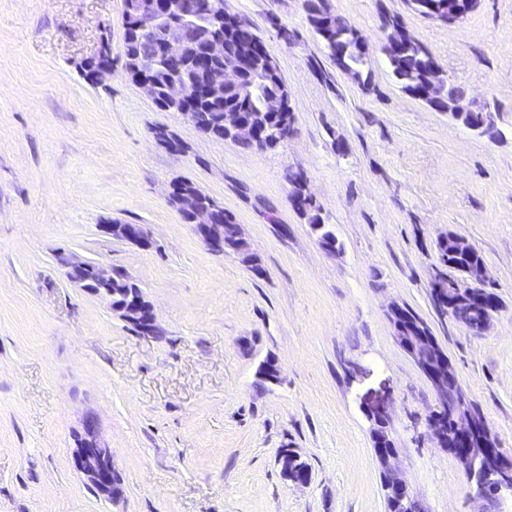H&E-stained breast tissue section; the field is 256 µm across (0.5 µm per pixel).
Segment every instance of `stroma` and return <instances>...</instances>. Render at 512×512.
Returning <instances> with one entry per match:
<instances>
[{
    "label": "stroma",
    "instance_id": "stroma-1",
    "mask_svg": "<svg viewBox=\"0 0 512 512\" xmlns=\"http://www.w3.org/2000/svg\"><path fill=\"white\" fill-rule=\"evenodd\" d=\"M326 4L368 41L369 85L337 68L304 0H225L274 56L295 115L287 141L246 150L160 110L126 74L124 0H0V512H386L368 421L383 406L425 512H478L461 464L429 436L433 390L388 308L431 326L512 450V0H481L454 23L406 0ZM388 15L467 103H494L496 137L401 89ZM104 44L112 73L95 84L82 63ZM159 127L183 151L158 144ZM292 169L336 251L293 208ZM178 180L234 214L262 274L207 250L168 197ZM109 220L142 225L150 248L102 234ZM451 231L481 253L499 297L481 335L431 304ZM73 261L125 270L157 335L70 282ZM269 357L282 381L262 388ZM90 416L115 456V500L73 466ZM285 448L309 484L283 479Z\"/></svg>",
    "mask_w": 512,
    "mask_h": 512
}]
</instances>
